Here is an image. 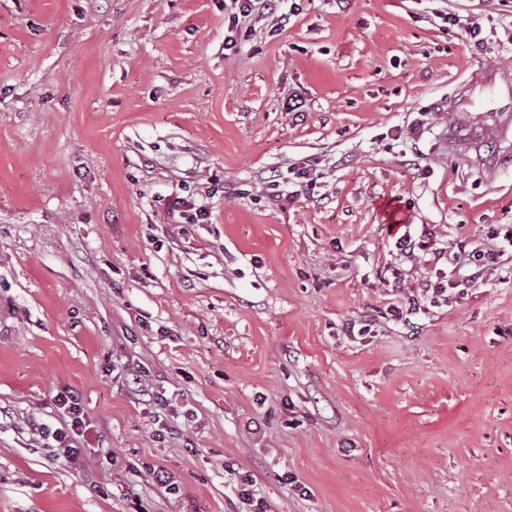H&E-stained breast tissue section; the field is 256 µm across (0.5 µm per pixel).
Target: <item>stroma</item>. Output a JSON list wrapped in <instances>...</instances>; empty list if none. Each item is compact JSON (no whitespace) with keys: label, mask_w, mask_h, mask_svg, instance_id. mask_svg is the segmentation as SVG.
<instances>
[{"label":"stroma","mask_w":512,"mask_h":512,"mask_svg":"<svg viewBox=\"0 0 512 512\" xmlns=\"http://www.w3.org/2000/svg\"><path fill=\"white\" fill-rule=\"evenodd\" d=\"M283 8L0 0V512H512V0ZM479 87L489 98L490 110L512 105V72L510 69H484L471 74L468 85L451 101L452 112H470L477 98L471 90ZM58 402L63 406L68 405V413L71 414L70 418V424H66V428L61 429H55L52 433L51 431L48 432V437L51 435L53 440L58 443L57 448H60L63 455L68 457L69 459L73 460L78 455V449L75 447H72L70 444V430L75 432L78 430V428L82 427L84 424V421L81 417V409L78 403L77 396L74 394L69 395H61L58 398ZM70 426V428H69Z\"/></svg>","instance_id":"1"}]
</instances>
